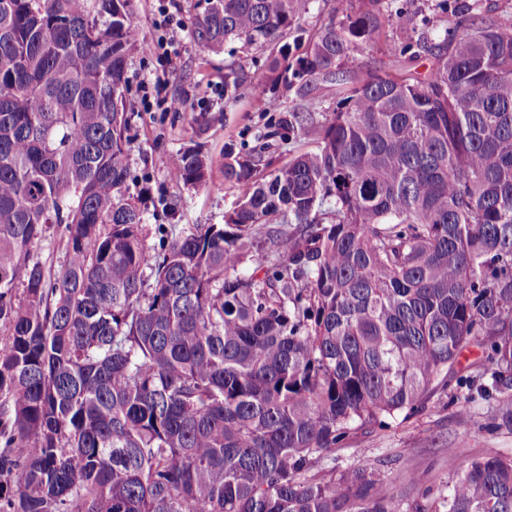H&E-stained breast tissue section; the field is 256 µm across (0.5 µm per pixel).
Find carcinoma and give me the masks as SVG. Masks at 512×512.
<instances>
[{"instance_id":"carcinoma-1","label":"carcinoma","mask_w":512,"mask_h":512,"mask_svg":"<svg viewBox=\"0 0 512 512\" xmlns=\"http://www.w3.org/2000/svg\"><path fill=\"white\" fill-rule=\"evenodd\" d=\"M199 4L201 51L263 50L311 0ZM391 22L345 0L273 60L272 85L336 87L321 125L277 122L318 148L225 153V223L150 246L123 193L131 0H0V512H428L374 496L371 466L303 475L450 377L512 431V32L473 20L426 73L394 39L400 75L359 74ZM165 167L209 179L199 148ZM58 231L56 268L34 248ZM464 448L442 512H512V459L464 470Z\"/></svg>"}]
</instances>
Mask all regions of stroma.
Here are the masks:
<instances>
[{"mask_svg":"<svg viewBox=\"0 0 512 512\" xmlns=\"http://www.w3.org/2000/svg\"><path fill=\"white\" fill-rule=\"evenodd\" d=\"M197 0H179L183 27L179 33L181 58L177 69L166 75V92L179 98L184 107L178 112H145L140 106L142 87L159 69L155 26L158 0H132L133 19L139 40L129 55L126 110L130 118L132 143L128 164L127 195L140 199L147 229L158 224L174 225L186 232L195 224H220L225 213L238 201V191L224 179L227 151L247 153L267 146L275 164L288 162L295 154L316 149L314 137L295 138L274 135V123L282 113L303 111L307 100H314L313 124L324 122L336 106L333 90L325 83L310 86L308 97L294 89L270 87L255 77L267 58L266 53L229 43L212 52H201L192 36L190 23ZM386 13L402 19L401 40L417 52L415 65L426 70L432 58L426 45L441 43L445 36H459L455 21L461 9L472 16L496 19L512 31V0H383ZM336 16V0H313L311 10L286 38L289 59L303 55L321 27ZM234 65L243 78L234 100L225 99L224 71ZM208 112L211 122L198 129L193 113ZM201 146L211 161L210 178L200 189L172 182L165 160L193 146ZM465 442L466 460L489 454L512 458V431L494 426L492 403L477 393L448 387L436 391L426 408L409 418L391 420L383 427L355 429L339 447L314 469L317 477H330L368 458L375 461L380 480L375 486L379 497H404L428 508L437 506L446 493L449 480L445 450Z\"/></svg>","mask_w":512,"mask_h":512,"instance_id":"1","label":"stroma"}]
</instances>
